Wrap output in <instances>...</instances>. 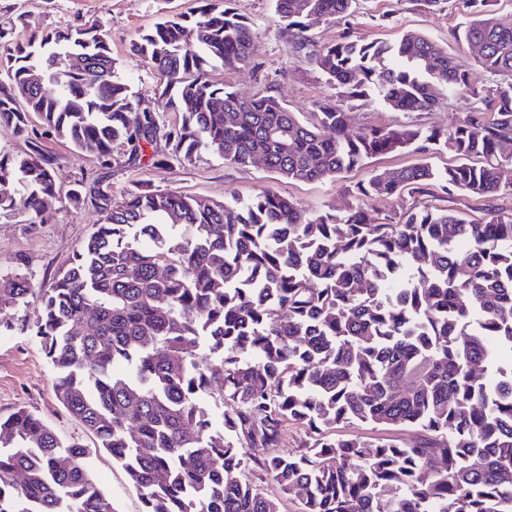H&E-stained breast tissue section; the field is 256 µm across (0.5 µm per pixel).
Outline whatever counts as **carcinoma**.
<instances>
[{
  "mask_svg": "<svg viewBox=\"0 0 512 512\" xmlns=\"http://www.w3.org/2000/svg\"><path fill=\"white\" fill-rule=\"evenodd\" d=\"M201 2L130 42L158 78L150 110L95 26L23 39L1 19L0 126L52 134L104 166L117 146L132 164L163 138L162 164L213 152L299 182L381 154L434 150L458 163L384 170L354 185L356 205L314 216L273 192L216 202L141 189L116 204L100 186L76 190L73 206L93 205L100 224L50 287L0 275V328L34 306L56 400L124 469L142 512H279L256 484L265 479L302 512H512V214L475 222L414 207L386 223L361 206L436 188L512 194L501 147L512 139V17L469 0L474 17L454 32L480 45L485 83L420 32L309 35L355 0H274L281 36L336 89V103L303 120L272 91L242 98L212 80L217 63L256 67L255 33L232 0ZM73 56L86 65L72 69ZM443 93L469 102L448 130L350 125L357 101L428 112ZM161 111L178 119L164 124ZM55 192L40 152L0 157V212L41 224ZM200 346L214 358L205 369L192 360ZM290 421L314 436L283 455ZM353 422L412 437L336 436ZM258 446L270 452L246 454ZM88 454L26 410L1 417L0 512H115Z\"/></svg>",
  "mask_w": 512,
  "mask_h": 512,
  "instance_id": "1",
  "label": "carcinoma"
}]
</instances>
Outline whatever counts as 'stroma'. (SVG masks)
<instances>
[{
    "label": "stroma",
    "mask_w": 512,
    "mask_h": 512,
    "mask_svg": "<svg viewBox=\"0 0 512 512\" xmlns=\"http://www.w3.org/2000/svg\"><path fill=\"white\" fill-rule=\"evenodd\" d=\"M232 5L255 26L253 55L261 67L256 71L220 68L213 73L215 80L232 86L245 98L269 88L276 90L289 108L303 119L309 118L316 102L335 100V91L323 76L311 65L297 61L288 43L281 38L273 0H233ZM194 6V0H0V17L25 14V22L16 26L22 36L34 30L101 23L112 39V56L121 77L128 81L132 92L150 102L155 98L157 79L149 66L130 55L129 43L161 16L184 13ZM468 13L466 0H447L436 9L424 8L418 0H357L351 15L316 24L312 32L318 41L325 43L337 40L348 30L368 42H392L405 31L416 30L447 46L461 64L470 67L474 64L471 51L453 37L454 30L467 20ZM465 109V101L443 97L429 112L410 115L381 106H366L354 110L351 117L357 127L396 126L414 120L446 129L463 119ZM35 150L49 162L57 192L46 202L43 223H27L24 216L18 214L0 215V273L23 274L39 288L52 284L68 260L82 249L99 222L98 211L89 206L74 208L70 200L72 190L86 173L111 187L112 199L116 202L143 185L219 202L234 197L247 200L272 190L306 214L314 215L351 204L350 188L374 173L424 162L442 167L449 161L448 156L433 152L382 155L336 180L296 182L261 166H230L211 153L202 154L191 164L158 165L154 162L155 156L169 151L162 139L145 147L143 157L133 166L122 163L123 150L115 148L114 164L104 167L95 156L58 137L48 135L33 141L17 135L11 128L0 127V154L23 155ZM412 206L448 208L478 221L491 209L512 213V195L477 199L439 189L430 196L403 194L364 202L365 209L378 219ZM52 383L53 373L38 339L19 323L6 330L0 336V416L25 409L42 417L61 440L81 439L91 449L87 459L90 473L111 496L116 512H141L140 495L123 469L113 463L108 453L96 450L94 437L63 411L53 394Z\"/></svg>",
    "instance_id": "stroma-1"
}]
</instances>
